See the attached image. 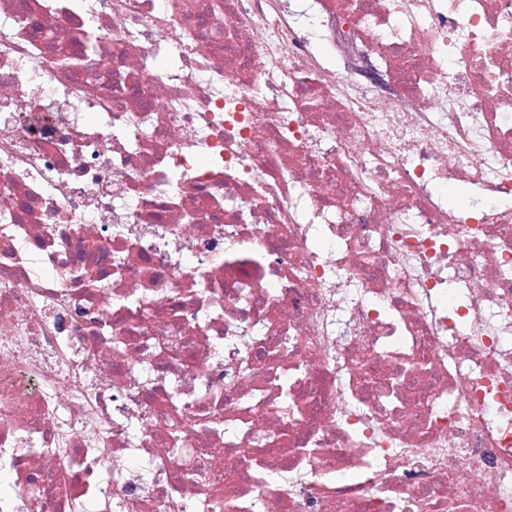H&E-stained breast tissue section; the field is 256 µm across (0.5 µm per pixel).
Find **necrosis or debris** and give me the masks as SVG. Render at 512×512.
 <instances>
[{
  "label": "necrosis or debris",
  "mask_w": 512,
  "mask_h": 512,
  "mask_svg": "<svg viewBox=\"0 0 512 512\" xmlns=\"http://www.w3.org/2000/svg\"><path fill=\"white\" fill-rule=\"evenodd\" d=\"M0 477L512 512V0H0Z\"/></svg>",
  "instance_id": "obj_1"
}]
</instances>
